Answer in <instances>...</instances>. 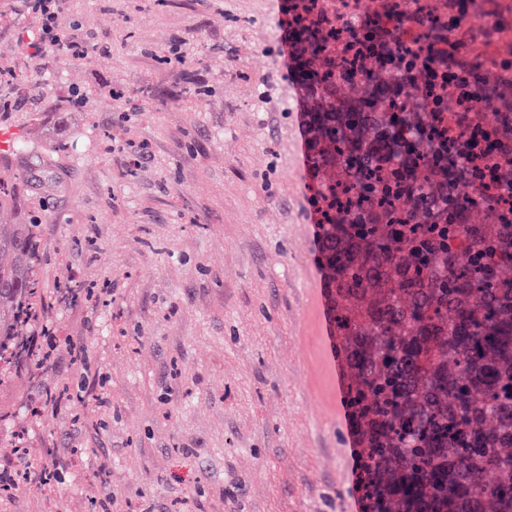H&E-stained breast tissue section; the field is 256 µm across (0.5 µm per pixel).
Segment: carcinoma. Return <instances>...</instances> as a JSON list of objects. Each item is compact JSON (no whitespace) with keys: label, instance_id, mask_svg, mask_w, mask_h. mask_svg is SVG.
<instances>
[{"label":"carcinoma","instance_id":"cac0c4a2","mask_svg":"<svg viewBox=\"0 0 512 512\" xmlns=\"http://www.w3.org/2000/svg\"><path fill=\"white\" fill-rule=\"evenodd\" d=\"M427 18L411 29L414 55L463 54L467 18L448 38L442 0H415ZM403 0H391L380 26L398 25ZM305 55L322 96L311 116V165L318 172L326 223L321 261L343 402L357 444L356 488L364 512H512V220L487 223L494 201L474 190L469 221L455 223L448 201L438 224H403L439 196L429 158L414 159L415 192L384 190L372 145L387 135L382 95L359 94L377 72L319 40ZM492 125L512 116V91L481 94ZM357 101L366 111H345ZM389 216L369 222L371 209ZM35 224H0V351L23 349L19 326L41 288Z\"/></svg>","mask_w":512,"mask_h":512}]
</instances>
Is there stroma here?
<instances>
[{"instance_id": "stroma-1", "label": "stroma", "mask_w": 512, "mask_h": 512, "mask_svg": "<svg viewBox=\"0 0 512 512\" xmlns=\"http://www.w3.org/2000/svg\"><path fill=\"white\" fill-rule=\"evenodd\" d=\"M281 3L66 0L92 45L43 62L0 0V63L41 101L0 118L31 147L0 150V224L38 222L54 348L0 376V467L32 472L0 512H361Z\"/></svg>"}]
</instances>
